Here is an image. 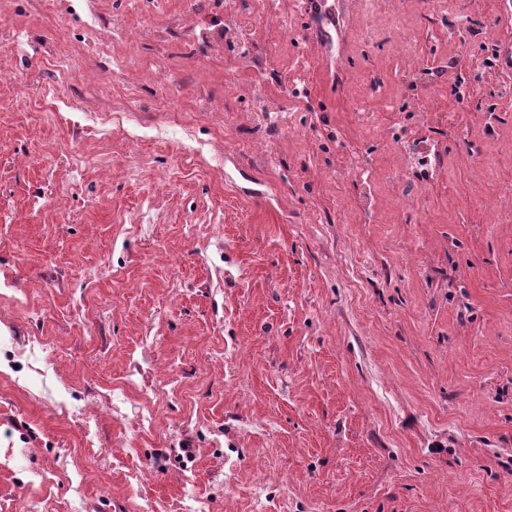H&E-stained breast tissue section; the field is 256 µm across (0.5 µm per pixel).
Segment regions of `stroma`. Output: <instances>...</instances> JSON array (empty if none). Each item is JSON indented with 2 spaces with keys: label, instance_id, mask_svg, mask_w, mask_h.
Listing matches in <instances>:
<instances>
[{
  "label": "stroma",
  "instance_id": "stroma-1",
  "mask_svg": "<svg viewBox=\"0 0 512 512\" xmlns=\"http://www.w3.org/2000/svg\"><path fill=\"white\" fill-rule=\"evenodd\" d=\"M194 2L6 0L0 512H512V0ZM236 2L228 0L224 2L226 24L224 28H212L209 25L195 27L192 37L195 40L207 43L215 51L224 48V42L234 44L237 53L243 62L252 60V47L256 39V24L254 22L242 21L234 15Z\"/></svg>",
  "mask_w": 512,
  "mask_h": 512
}]
</instances>
